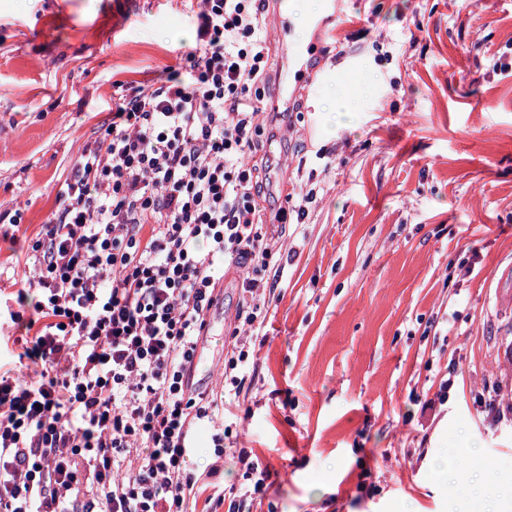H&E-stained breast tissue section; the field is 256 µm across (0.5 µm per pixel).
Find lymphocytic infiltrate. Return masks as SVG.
I'll return each instance as SVG.
<instances>
[{
	"label": "lymphocytic infiltrate",
	"mask_w": 512,
	"mask_h": 512,
	"mask_svg": "<svg viewBox=\"0 0 512 512\" xmlns=\"http://www.w3.org/2000/svg\"><path fill=\"white\" fill-rule=\"evenodd\" d=\"M268 0H201L183 64L123 90L83 151L60 208L29 241L38 291L11 352L32 380L0 372V512H189L195 425L217 402L189 376L223 265L242 302L224 382L241 393L258 336L267 237L256 155L277 136ZM245 483L227 512H252L268 474L240 450Z\"/></svg>",
	"instance_id": "obj_1"
}]
</instances>
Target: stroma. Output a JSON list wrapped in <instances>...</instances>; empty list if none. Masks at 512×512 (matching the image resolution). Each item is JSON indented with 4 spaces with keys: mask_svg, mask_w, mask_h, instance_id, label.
I'll use <instances>...</instances> for the list:
<instances>
[{
    "mask_svg": "<svg viewBox=\"0 0 512 512\" xmlns=\"http://www.w3.org/2000/svg\"><path fill=\"white\" fill-rule=\"evenodd\" d=\"M196 10L0 0V213L22 214L0 222V309L19 310L34 272L13 237L49 222L120 87L191 50ZM347 14L277 116L268 230L294 254L235 412L197 424L190 470L207 512L243 482L236 448L270 473L258 512H512V0H347ZM300 171L319 190L302 224L279 210ZM238 280L226 272L209 313L201 358L219 369Z\"/></svg>",
    "mask_w": 512,
    "mask_h": 512,
    "instance_id": "obj_1",
    "label": "stroma"
}]
</instances>
